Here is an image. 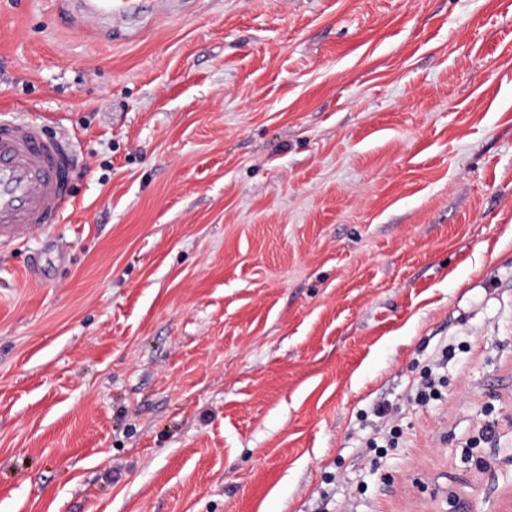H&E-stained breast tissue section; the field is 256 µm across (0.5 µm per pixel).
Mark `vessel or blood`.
Listing matches in <instances>:
<instances>
[{
  "label": "vessel or blood",
  "instance_id": "vessel-or-blood-1",
  "mask_svg": "<svg viewBox=\"0 0 512 512\" xmlns=\"http://www.w3.org/2000/svg\"><path fill=\"white\" fill-rule=\"evenodd\" d=\"M74 19L98 17L111 29L144 8L163 13L177 0H67ZM77 160L35 119L0 120V247L57 222L72 205Z\"/></svg>",
  "mask_w": 512,
  "mask_h": 512
}]
</instances>
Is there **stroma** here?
Masks as SVG:
<instances>
[{
	"label": "stroma",
	"instance_id": "obj_1",
	"mask_svg": "<svg viewBox=\"0 0 512 512\" xmlns=\"http://www.w3.org/2000/svg\"><path fill=\"white\" fill-rule=\"evenodd\" d=\"M63 13L0 0L79 159L0 247V512H512V0Z\"/></svg>",
	"mask_w": 512,
	"mask_h": 512
}]
</instances>
